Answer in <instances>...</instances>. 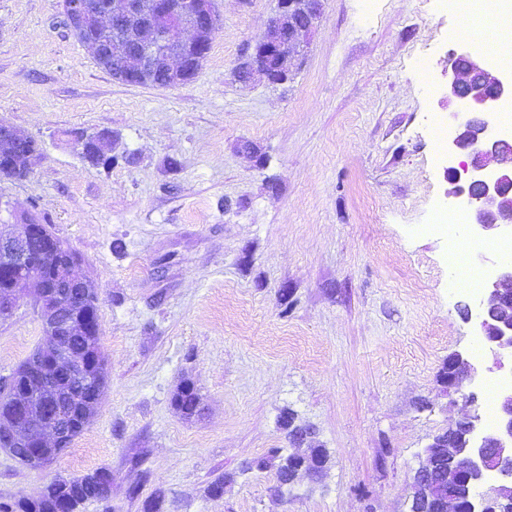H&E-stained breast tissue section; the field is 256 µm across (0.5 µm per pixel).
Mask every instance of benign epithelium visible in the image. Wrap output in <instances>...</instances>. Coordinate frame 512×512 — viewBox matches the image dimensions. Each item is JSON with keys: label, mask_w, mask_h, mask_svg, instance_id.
Instances as JSON below:
<instances>
[{"label": "benign epithelium", "mask_w": 512, "mask_h": 512, "mask_svg": "<svg viewBox=\"0 0 512 512\" xmlns=\"http://www.w3.org/2000/svg\"><path fill=\"white\" fill-rule=\"evenodd\" d=\"M67 27L85 37V46L112 79L136 85L162 72L171 85L183 82L185 70L203 63L189 52L217 25L220 15L214 0H62ZM323 0H277L276 15L285 25L267 26L253 45L249 62L237 67L238 81L257 78L282 84L292 75L293 66L304 52L302 37L311 33L322 15ZM132 23L125 54L120 56L105 43L88 38L90 32L107 29L112 21ZM448 76L443 88L448 112L457 116L448 140V179L453 188L450 197L465 206L468 223L483 232L512 226V135L493 136L491 129L503 101L512 100V67L491 65L480 53L460 45L448 58ZM461 154L467 160L454 164ZM15 223L0 231V278L7 279L10 294L0 295V316H10L27 289L36 290V306L45 310V346L40 361L26 367L36 387V397L45 401L47 416L35 433L24 430V409L11 408L8 429L0 432V447L30 462L40 463L39 449L65 444L73 428L74 401H63L55 379L77 382L85 393L93 381L88 367L89 354L75 351L66 334L100 327L98 300L87 304L83 315L76 316L64 299L85 287L87 277L75 273L79 260L71 258L56 265L51 258L57 243L47 227L31 215H13ZM44 238L41 253L32 251V238ZM482 297L477 314L480 335L492 350L512 356V264L501 263L481 284ZM452 369L445 376L450 392L462 393L464 383L476 368L461 353L451 355ZM497 426L480 440L472 436L473 426L459 433L456 427L436 435L432 448H452L464 439L463 468L448 459V481L464 480L475 486L489 473L497 476V485L476 501L469 499L468 512H500L501 493L512 489V392L498 398ZM435 479L432 459L418 463L412 480L411 503L425 493Z\"/></svg>", "instance_id": "7a95c632"}]
</instances>
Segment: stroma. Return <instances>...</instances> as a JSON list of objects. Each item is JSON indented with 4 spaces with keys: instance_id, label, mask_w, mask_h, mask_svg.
I'll return each instance as SVG.
<instances>
[{
    "instance_id": "35a3bbf8",
    "label": "stroma",
    "mask_w": 512,
    "mask_h": 512,
    "mask_svg": "<svg viewBox=\"0 0 512 512\" xmlns=\"http://www.w3.org/2000/svg\"><path fill=\"white\" fill-rule=\"evenodd\" d=\"M221 25L187 83L116 82L62 22L61 0H0V120L42 158L0 177L78 254L100 303L107 384L91 422L41 468L0 448V506L106 470L83 512H408L435 435L487 408L512 357L482 348L465 403L441 377L472 354L477 307L448 291L447 164L429 119L459 18L438 0H325L287 83H239L276 0H216ZM112 134V166L75 135ZM43 342L33 296L0 319V379ZM202 399L187 419L181 381ZM326 473L277 493L285 413ZM223 482L224 491L208 488ZM139 485V496L129 494Z\"/></svg>"
}]
</instances>
